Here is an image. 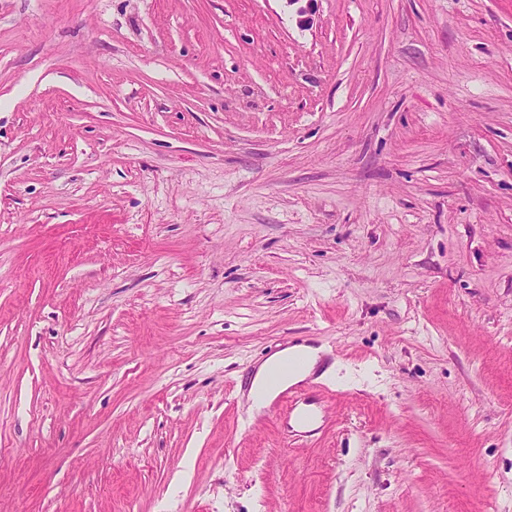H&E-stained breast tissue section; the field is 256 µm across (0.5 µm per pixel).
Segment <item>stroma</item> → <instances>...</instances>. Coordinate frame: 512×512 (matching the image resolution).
Masks as SVG:
<instances>
[{"instance_id":"obj_1","label":"stroma","mask_w":512,"mask_h":512,"mask_svg":"<svg viewBox=\"0 0 512 512\" xmlns=\"http://www.w3.org/2000/svg\"><path fill=\"white\" fill-rule=\"evenodd\" d=\"M312 8L0 0V512H512V0ZM299 350L307 354V366L302 370L289 372L281 376L276 383H271L269 379L271 372ZM320 351L321 349L319 348L294 345L276 353L260 365L255 372L250 391L253 402L252 410H261L270 403L280 390L287 388L281 391L270 403L269 411L275 414L280 411L285 412L288 422L292 418L299 416V403H307V401L305 398H302V389L293 386L305 380L313 373L320 360Z\"/></svg>"}]
</instances>
